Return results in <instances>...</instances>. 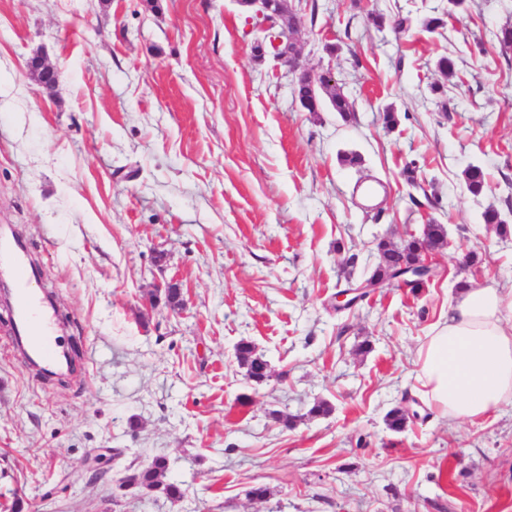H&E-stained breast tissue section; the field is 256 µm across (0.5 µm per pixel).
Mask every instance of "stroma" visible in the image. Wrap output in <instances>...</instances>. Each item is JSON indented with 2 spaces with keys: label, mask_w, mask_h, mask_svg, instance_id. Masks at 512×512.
<instances>
[{
  "label": "stroma",
  "mask_w": 512,
  "mask_h": 512,
  "mask_svg": "<svg viewBox=\"0 0 512 512\" xmlns=\"http://www.w3.org/2000/svg\"><path fill=\"white\" fill-rule=\"evenodd\" d=\"M317 4L296 48L334 70L349 122L303 111L236 0H0V229L27 245L75 357L44 377L0 320V512H512V405L456 423L412 388L458 283L512 289V236L482 218L493 206L512 225V49L497 39L512 0ZM442 13L440 32L420 28ZM36 53L61 71L53 96L26 69ZM352 151L361 167L339 163ZM370 182L384 190L366 203L353 189ZM430 221L447 229L440 277L332 310L379 240ZM165 279L179 313L150 302ZM243 340L266 381L238 364ZM318 401L329 415L309 416ZM396 406L416 413L400 432ZM105 448L125 454L92 479ZM156 456L181 501L121 488ZM236 359L246 369V376L252 381L260 383L269 376L268 362L255 352L250 342L241 341L237 344Z\"/></svg>",
  "instance_id": "obj_1"
}]
</instances>
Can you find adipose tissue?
<instances>
[{
	"instance_id": "obj_1",
	"label": "adipose tissue",
	"mask_w": 512,
	"mask_h": 512,
	"mask_svg": "<svg viewBox=\"0 0 512 512\" xmlns=\"http://www.w3.org/2000/svg\"><path fill=\"white\" fill-rule=\"evenodd\" d=\"M416 355V389L438 417L477 424L512 404V289H462Z\"/></svg>"
}]
</instances>
